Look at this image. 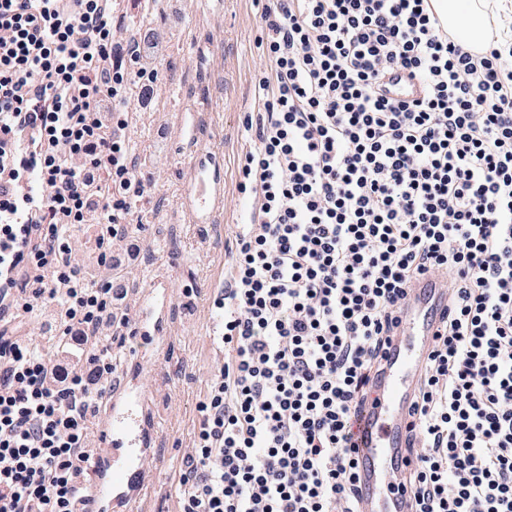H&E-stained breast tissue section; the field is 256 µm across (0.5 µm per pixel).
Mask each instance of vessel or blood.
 <instances>
[{"mask_svg": "<svg viewBox=\"0 0 512 512\" xmlns=\"http://www.w3.org/2000/svg\"><path fill=\"white\" fill-rule=\"evenodd\" d=\"M429 8L440 27L481 49V41L470 35L468 18L449 13L447 0H429ZM383 87L388 97L401 100L421 92L419 83L402 71L388 73ZM181 109L177 151L184 191L179 208L189 223L219 234L226 205L224 158L213 146L207 112L186 103ZM446 282L439 274L413 281L395 308L396 332L356 413L358 512H412L411 495L402 491L400 481L413 460L410 410L448 310ZM135 286L136 347L122 362L100 414L89 466V512H142L145 496L161 475L163 429L153 393L159 367L174 353L176 329L190 310L177 302L165 269L154 270Z\"/></svg>", "mask_w": 512, "mask_h": 512, "instance_id": "vessel-or-blood-1", "label": "vessel or blood"}]
</instances>
